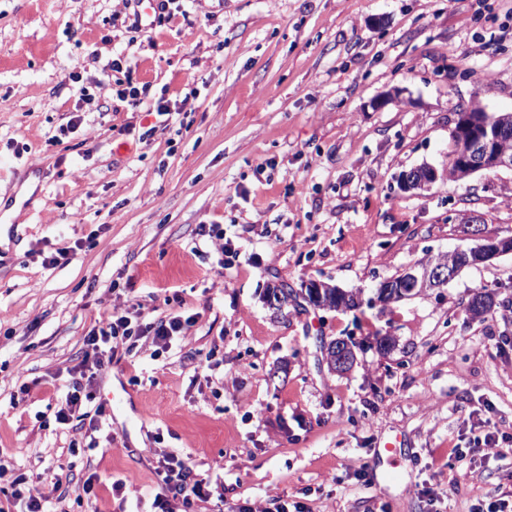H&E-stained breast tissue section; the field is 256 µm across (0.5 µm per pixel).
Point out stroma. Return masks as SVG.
I'll use <instances>...</instances> for the list:
<instances>
[{
  "label": "stroma",
  "mask_w": 512,
  "mask_h": 512,
  "mask_svg": "<svg viewBox=\"0 0 512 512\" xmlns=\"http://www.w3.org/2000/svg\"><path fill=\"white\" fill-rule=\"evenodd\" d=\"M132 14L0 0V506L19 512L23 473L46 512H148L174 453L224 489L199 512H512V454L484 446L512 436V254L374 301L470 245L465 217L512 236V171L445 177L460 107L512 113V0H176L136 32ZM119 56L142 107L102 75ZM193 89L180 123L152 112ZM424 164L436 184L402 191ZM203 224L221 237L200 242ZM312 280L360 291L361 309L264 299ZM481 289L494 303L475 319ZM137 303L198 319L163 355L145 337L105 365L91 390L111 418L72 455L83 432L53 416L68 372L98 313ZM321 338L353 344L349 372ZM457 265L439 260L421 268H409L398 278L383 281L377 288V299L384 305L404 300L426 289L442 288L459 272Z\"/></svg>",
  "instance_id": "1"
}]
</instances>
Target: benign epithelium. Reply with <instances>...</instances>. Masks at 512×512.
<instances>
[{
    "label": "benign epithelium",
    "instance_id": "benign-epithelium-1",
    "mask_svg": "<svg viewBox=\"0 0 512 512\" xmlns=\"http://www.w3.org/2000/svg\"><path fill=\"white\" fill-rule=\"evenodd\" d=\"M453 136L460 144L457 155L456 177L466 178L484 170L508 169L512 171V153L502 148L501 143L509 134L506 124L500 122L496 115L484 110L474 111L465 106L458 110ZM438 179V172L429 165H423L405 171L399 179L403 191H411L430 186ZM475 244L465 249H458L454 254L469 264L485 263L499 256L512 254V237H485L479 230L470 233ZM459 272V267L442 260L430 262L421 267H411L397 278L383 281L377 288V299L384 305L401 301L426 289L441 288L448 284ZM312 297L319 306L347 311L359 306L361 296L350 292L336 290V302L324 300L323 291L330 285L312 280L306 284ZM492 296L484 291L471 298L470 313L478 319L490 307ZM327 359L330 367L345 373L356 362L353 347L345 340L338 339L327 344Z\"/></svg>",
    "mask_w": 512,
    "mask_h": 512
}]
</instances>
